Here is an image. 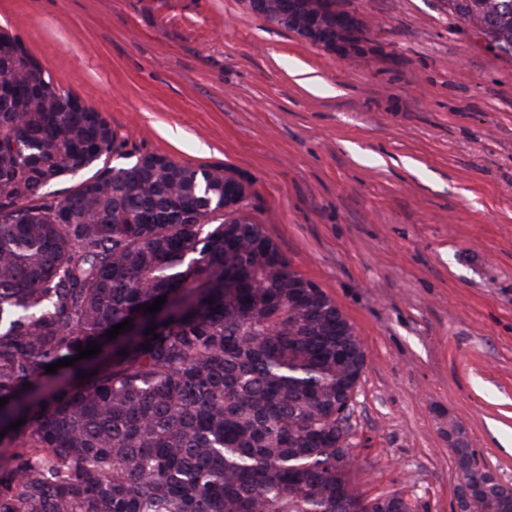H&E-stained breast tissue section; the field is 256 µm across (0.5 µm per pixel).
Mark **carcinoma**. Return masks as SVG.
I'll use <instances>...</instances> for the list:
<instances>
[{
    "instance_id": "carcinoma-1",
    "label": "carcinoma",
    "mask_w": 512,
    "mask_h": 512,
    "mask_svg": "<svg viewBox=\"0 0 512 512\" xmlns=\"http://www.w3.org/2000/svg\"><path fill=\"white\" fill-rule=\"evenodd\" d=\"M443 3L512 55V0ZM114 143L0 34V512H413L349 483L336 412L366 354L247 215L251 182L166 155L100 165ZM92 342L105 353L46 373ZM455 464L483 477L470 448ZM497 488L470 512H512Z\"/></svg>"
}]
</instances>
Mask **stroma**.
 <instances>
[{
  "instance_id": "1",
  "label": "stroma",
  "mask_w": 512,
  "mask_h": 512,
  "mask_svg": "<svg viewBox=\"0 0 512 512\" xmlns=\"http://www.w3.org/2000/svg\"><path fill=\"white\" fill-rule=\"evenodd\" d=\"M337 6L358 49L243 0H0V31L111 124L108 166L164 154L251 179L250 217L366 353L352 487L453 512L449 422L512 487V56L442 0Z\"/></svg>"
}]
</instances>
